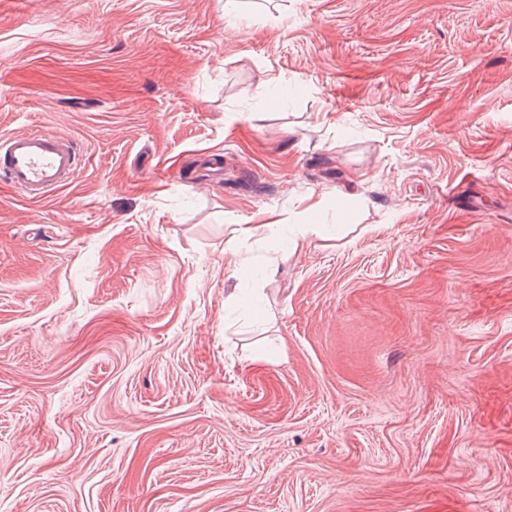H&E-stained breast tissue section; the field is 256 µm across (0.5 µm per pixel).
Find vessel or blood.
<instances>
[{
    "label": "vessel or blood",
    "mask_w": 512,
    "mask_h": 512,
    "mask_svg": "<svg viewBox=\"0 0 512 512\" xmlns=\"http://www.w3.org/2000/svg\"><path fill=\"white\" fill-rule=\"evenodd\" d=\"M81 162L73 139L59 132L0 135V184L31 201L48 199L69 184Z\"/></svg>",
    "instance_id": "b4317fda"
}]
</instances>
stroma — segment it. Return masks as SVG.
<instances>
[{
  "label": "stroma",
  "instance_id": "stroma-1",
  "mask_svg": "<svg viewBox=\"0 0 512 512\" xmlns=\"http://www.w3.org/2000/svg\"><path fill=\"white\" fill-rule=\"evenodd\" d=\"M224 3L0 0V512H512V0ZM81 162L73 139L59 132L0 135V183L30 201L48 199L69 184Z\"/></svg>",
  "mask_w": 512,
  "mask_h": 512
}]
</instances>
